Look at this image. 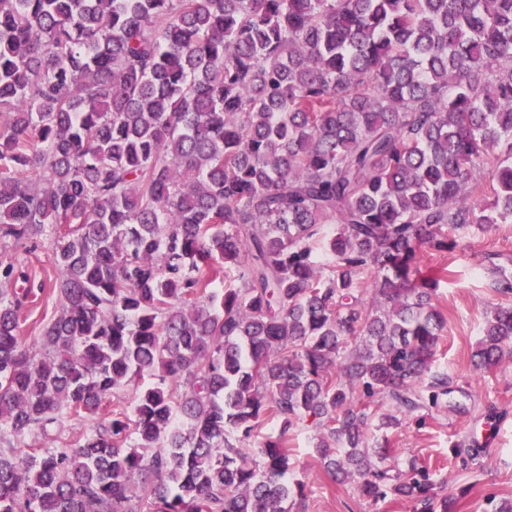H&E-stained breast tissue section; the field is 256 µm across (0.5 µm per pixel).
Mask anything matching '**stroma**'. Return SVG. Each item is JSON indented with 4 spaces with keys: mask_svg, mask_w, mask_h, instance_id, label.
Returning <instances> with one entry per match:
<instances>
[{
    "mask_svg": "<svg viewBox=\"0 0 512 512\" xmlns=\"http://www.w3.org/2000/svg\"><path fill=\"white\" fill-rule=\"evenodd\" d=\"M496 254L512 256V224L471 231L461 247L445 255L424 253V274L444 265L450 270L438 290L447 326L435 366L447 371L466 394L470 413L432 409L402 419L387 432L401 460L431 466L435 480L453 496L455 512H490L491 501L512 500V358L488 372L476 369L472 361L486 318L501 302L489 287L494 277L491 258ZM491 410L498 413V420H488ZM471 432L482 450L465 463L455 457L453 445ZM317 434L308 426L288 434L292 476L306 485L304 512H411L397 500L369 506L353 484L332 481L314 448Z\"/></svg>",
    "mask_w": 512,
    "mask_h": 512,
    "instance_id": "35a3bbf8",
    "label": "stroma"
}]
</instances>
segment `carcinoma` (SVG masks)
Wrapping results in <instances>:
<instances>
[{"label": "carcinoma", "instance_id": "carcinoma-1", "mask_svg": "<svg viewBox=\"0 0 512 512\" xmlns=\"http://www.w3.org/2000/svg\"><path fill=\"white\" fill-rule=\"evenodd\" d=\"M511 223L512 0H0V244L59 301L24 340L0 261V512H292L307 422L333 481L449 512L366 431L468 413L421 257ZM511 354L500 304L474 363ZM12 260L18 269L27 272L31 280L50 283L55 275L53 253L48 244L39 247L33 253H27L22 248L11 250Z\"/></svg>", "mask_w": 512, "mask_h": 512}]
</instances>
